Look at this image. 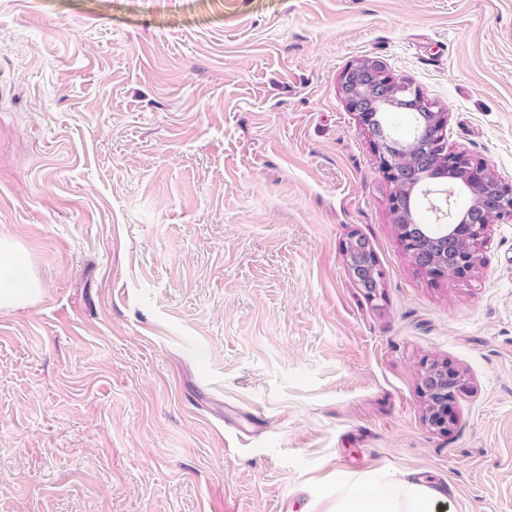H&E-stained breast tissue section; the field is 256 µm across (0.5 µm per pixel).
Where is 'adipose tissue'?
Returning a JSON list of instances; mask_svg holds the SVG:
<instances>
[{"instance_id": "adipose-tissue-1", "label": "adipose tissue", "mask_w": 512, "mask_h": 512, "mask_svg": "<svg viewBox=\"0 0 512 512\" xmlns=\"http://www.w3.org/2000/svg\"><path fill=\"white\" fill-rule=\"evenodd\" d=\"M25 265L17 242L0 236V312L23 307L40 293L37 280L13 283V270ZM444 498L440 487L413 475L373 471L348 481L340 491L325 492L322 504L323 512H437Z\"/></svg>"}]
</instances>
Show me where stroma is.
I'll return each instance as SVG.
<instances>
[{
    "label": "stroma",
    "instance_id": "stroma-1",
    "mask_svg": "<svg viewBox=\"0 0 512 512\" xmlns=\"http://www.w3.org/2000/svg\"><path fill=\"white\" fill-rule=\"evenodd\" d=\"M367 59L512 185V0H0V232L42 285L0 312V512H311L378 469L512 512V222L415 265ZM346 253L353 279L368 295L375 297L382 288V273L368 243L360 236H352L346 245ZM421 380L428 401L429 423L440 429H448L453 421L448 416V403L458 387L457 375L448 372L446 367L432 364L424 370Z\"/></svg>",
    "mask_w": 512,
    "mask_h": 512
}]
</instances>
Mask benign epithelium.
<instances>
[{
	"mask_svg": "<svg viewBox=\"0 0 512 512\" xmlns=\"http://www.w3.org/2000/svg\"><path fill=\"white\" fill-rule=\"evenodd\" d=\"M345 107L357 116L377 156L379 170L393 185L390 212L400 239L414 262L436 277L463 276L477 263L481 235L496 221H512V186L505 185L487 166L473 164L447 150L444 130L447 113L425 105L423 93L406 82H396L369 60L350 65L341 75ZM412 112L417 118L411 141L393 137L385 110ZM448 178L471 190L472 202L462 219L442 220L451 214V189H432L428 181ZM421 194L435 214L436 224H417L412 198ZM349 269L355 282L372 297L382 287V273L368 243L353 236L346 245ZM428 401V421L448 429V403L458 387V377L439 365H430L421 377Z\"/></svg>",
	"mask_w": 512,
	"mask_h": 512,
	"instance_id": "7a95c632",
	"label": "benign epithelium"
}]
</instances>
